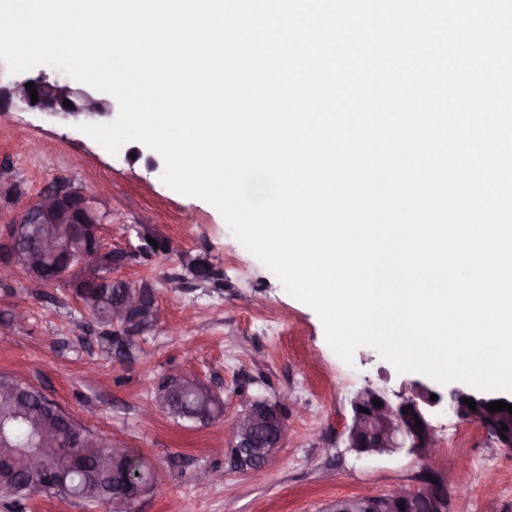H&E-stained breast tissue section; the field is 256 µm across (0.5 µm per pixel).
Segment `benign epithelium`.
<instances>
[{
  "mask_svg": "<svg viewBox=\"0 0 512 512\" xmlns=\"http://www.w3.org/2000/svg\"><path fill=\"white\" fill-rule=\"evenodd\" d=\"M34 83L38 101L31 103ZM17 100L30 109H37L63 119H104L110 115V103L91 88H73L67 83L49 80L47 75L26 76L10 87L0 86V104ZM71 106H66L64 100ZM88 224L99 233L102 216L91 197L65 185L55 186L34 199L21 215L0 235V275L20 272L29 280L38 278L46 257L64 245V226ZM140 244L127 250L112 251V258H104L99 248L87 249L67 260L55 278L46 281L52 286L69 284L80 271L96 273L102 279L110 278V267L127 264L146 246L145 232H138ZM150 284L125 286L122 294L112 301V326L118 336H133L138 331L132 322H143L145 303L153 298ZM196 379L170 373L162 380L157 399H168L182 394L183 382ZM411 395L392 401L386 392L369 385L356 391L350 401L351 419L347 427L346 443L358 455H383L407 452L418 457L431 479L414 489L393 488L384 494L363 495L356 498L357 512H450L451 494L434 469L439 440L431 424L430 409L447 402L448 411L464 421L480 424L499 448L512 450V429L504 432L492 421V412L486 405L504 401L512 405V396L460 386L448 387L447 394L437 393L420 382L410 385ZM0 397L19 409L27 407V394L14 386H7ZM242 410L233 422V439L225 451L228 463L257 477L263 471L273 450L279 447L288 431V405L285 400L271 401L248 393V386L240 389ZM472 399L476 410H471L464 399ZM382 405H374V401ZM369 413H364L361 408ZM422 426H417L416 421ZM98 441V437L83 428L74 417L60 406L49 407V418L39 435L36 455L45 459L57 456L64 448H83ZM144 495L138 478L123 470L112 475V509L123 512L131 500Z\"/></svg>",
  "mask_w": 512,
  "mask_h": 512,
  "instance_id": "obj_1",
  "label": "benign epithelium"
}]
</instances>
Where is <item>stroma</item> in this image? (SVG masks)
<instances>
[{
	"instance_id": "stroma-1",
	"label": "stroma",
	"mask_w": 512,
	"mask_h": 512,
	"mask_svg": "<svg viewBox=\"0 0 512 512\" xmlns=\"http://www.w3.org/2000/svg\"><path fill=\"white\" fill-rule=\"evenodd\" d=\"M164 161L132 141L113 154L64 120L12 102L0 113V175L17 187L0 193V230L28 202L66 182L94 198L105 250L138 245L150 229L167 251L114 270L150 283L157 322L136 337L132 355L116 357L112 329L96 322L71 288L20 274L0 278V314L21 308L26 321L0 335V374L40 390L91 432L131 449L157 472L135 512H324L336 499L412 489L423 475L406 454L358 456L346 446L354 393L369 385L396 397L413 381L444 391L416 372H398L373 347L344 362L329 346L313 308L291 296L277 276L234 236L205 200L162 180ZM205 258L216 284H183V253ZM179 370L224 401V417L207 424L174 420L155 406L160 378ZM267 399L285 395L298 408L261 478L231 469L222 448L232 439L238 389ZM430 420L440 439L438 472L452 487L451 512H512V450L446 406ZM211 482L198 491L195 475Z\"/></svg>"
}]
</instances>
